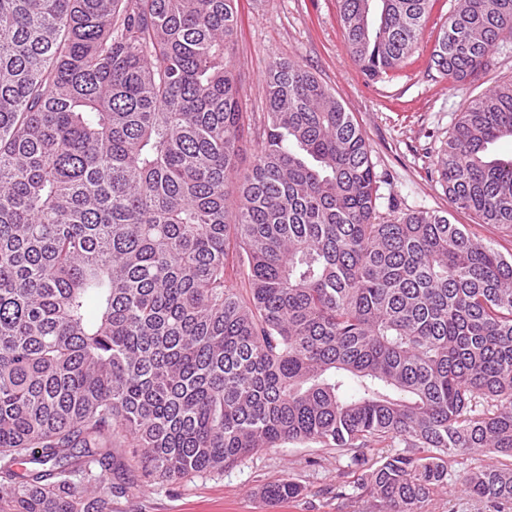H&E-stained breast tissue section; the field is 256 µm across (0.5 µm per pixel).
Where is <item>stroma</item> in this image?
<instances>
[{"label":"stroma","mask_w":512,"mask_h":512,"mask_svg":"<svg viewBox=\"0 0 512 512\" xmlns=\"http://www.w3.org/2000/svg\"><path fill=\"white\" fill-rule=\"evenodd\" d=\"M457 0H435L416 53L398 71L367 77L352 61L338 21L337 0H240L241 26L234 60L242 86L247 130L241 169L253 161L266 120L263 73L275 58L298 61L333 91L365 132L380 178L381 213L415 210L447 213L477 239L512 256V233L480 224L453 209L436 172L437 153L468 102L512 80V40L496 50L487 67L454 82L430 68L434 37ZM391 448L340 451L315 444L265 448L221 470L171 483L126 467L118 475L133 494L112 502V512H372L360 489L363 469L377 467ZM364 458L363 467L352 456ZM289 480L302 492L272 501L262 487Z\"/></svg>","instance_id":"obj_1"}]
</instances>
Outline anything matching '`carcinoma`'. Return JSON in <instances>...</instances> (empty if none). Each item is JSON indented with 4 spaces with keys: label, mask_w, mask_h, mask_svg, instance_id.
Returning a JSON list of instances; mask_svg holds the SVG:
<instances>
[{
    "label": "carcinoma",
    "mask_w": 512,
    "mask_h": 512,
    "mask_svg": "<svg viewBox=\"0 0 512 512\" xmlns=\"http://www.w3.org/2000/svg\"><path fill=\"white\" fill-rule=\"evenodd\" d=\"M432 2L338 0L353 62L400 69ZM238 31L239 0H0V512H112L114 435L164 481L396 440L361 476L377 512H421L461 453L512 458V259L437 211L383 216L362 129L295 60L266 68L239 174ZM511 37L512 0H460L431 63L464 80ZM505 137L512 80L436 165L454 208L512 231ZM457 482L512 509V466ZM241 253L242 250L239 245L234 240L231 241L227 265L228 284L246 296V289L248 288L247 276L245 268L240 266L238 262V257Z\"/></svg>",
    "instance_id": "cac0c4a2"
}]
</instances>
